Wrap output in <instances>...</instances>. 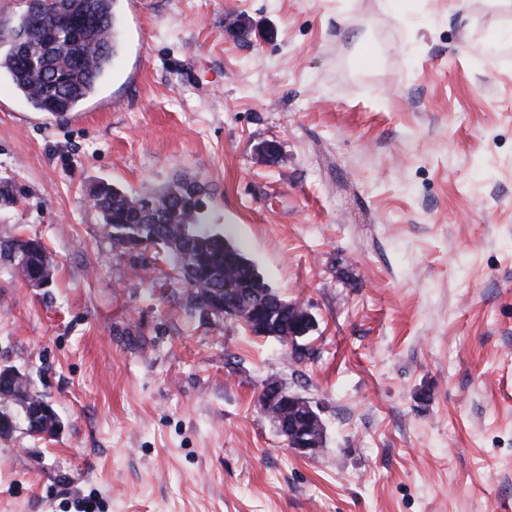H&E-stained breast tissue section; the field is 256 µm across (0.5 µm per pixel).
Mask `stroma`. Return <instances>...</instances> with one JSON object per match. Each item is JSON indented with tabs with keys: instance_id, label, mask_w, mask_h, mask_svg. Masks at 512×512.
Instances as JSON below:
<instances>
[{
	"instance_id": "1",
	"label": "stroma",
	"mask_w": 512,
	"mask_h": 512,
	"mask_svg": "<svg viewBox=\"0 0 512 512\" xmlns=\"http://www.w3.org/2000/svg\"><path fill=\"white\" fill-rule=\"evenodd\" d=\"M119 52L64 116L0 76V368L60 430L0 435V512H512V0H116ZM277 142L272 160L257 147ZM206 187L307 310L298 362L117 246L90 194ZM310 401L300 456L259 400ZM0 261L15 269L26 281H51V261L42 242L35 238H13L0 242Z\"/></svg>"
}]
</instances>
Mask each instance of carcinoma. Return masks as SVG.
<instances>
[{
    "mask_svg": "<svg viewBox=\"0 0 512 512\" xmlns=\"http://www.w3.org/2000/svg\"><path fill=\"white\" fill-rule=\"evenodd\" d=\"M63 3L78 20L71 30L54 25L46 0H27L26 10L9 31L6 51H0V73L33 106L53 115L76 109L98 88L117 52L113 0H53ZM43 69L32 73L29 62ZM205 186L199 180H178L159 192L132 193L101 182L92 203L102 215L104 230L129 252L160 247L171 269L191 290L194 304L204 310L224 300V282L248 289L240 314L257 307L269 320L258 337L288 343V315L277 305L280 297L264 281L245 251L205 222ZM0 261L25 280L51 279V261L42 242L13 238L0 242Z\"/></svg>",
    "mask_w": 512,
    "mask_h": 512,
    "instance_id": "carcinoma-1",
    "label": "carcinoma"
}]
</instances>
